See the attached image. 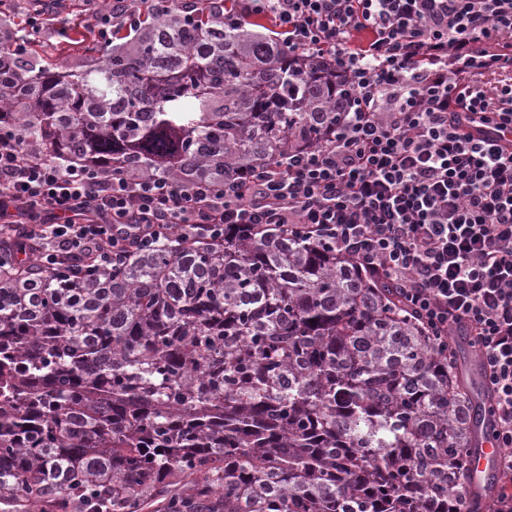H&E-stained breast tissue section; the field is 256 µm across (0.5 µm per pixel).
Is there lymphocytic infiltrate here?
I'll return each mask as SVG.
<instances>
[{"mask_svg": "<svg viewBox=\"0 0 512 512\" xmlns=\"http://www.w3.org/2000/svg\"><path fill=\"white\" fill-rule=\"evenodd\" d=\"M267 21L296 58L348 92L319 145L217 185L62 165L0 128V236L46 259L117 265L165 235L220 240L228 224L315 237L394 289L447 350L470 337L512 482V0H229L227 26ZM135 0L96 14L93 41L139 27ZM492 128L496 137L481 136Z\"/></svg>", "mask_w": 512, "mask_h": 512, "instance_id": "lymphocytic-infiltrate-1", "label": "lymphocytic infiltrate"}]
</instances>
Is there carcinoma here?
<instances>
[{"mask_svg": "<svg viewBox=\"0 0 512 512\" xmlns=\"http://www.w3.org/2000/svg\"><path fill=\"white\" fill-rule=\"evenodd\" d=\"M77 64L0 67L42 156L184 183L324 139L341 90L210 0L150 3ZM491 392L386 283L277 228L224 227L101 268L0 265V498L24 512H463Z\"/></svg>", "mask_w": 512, "mask_h": 512, "instance_id": "cac0c4a2", "label": "carcinoma"}]
</instances>
